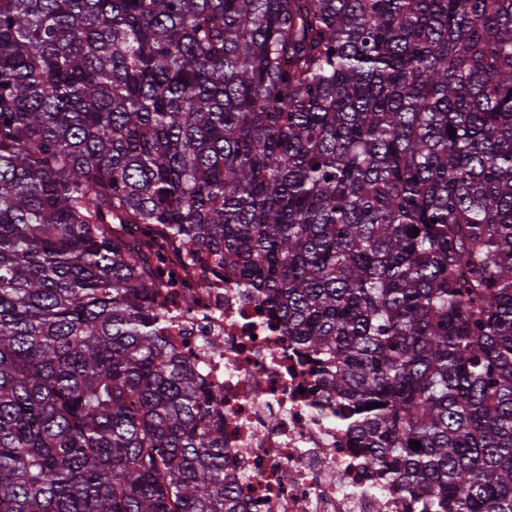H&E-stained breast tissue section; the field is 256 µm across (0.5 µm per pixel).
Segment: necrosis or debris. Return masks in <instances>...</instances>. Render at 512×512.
Returning <instances> with one entry per match:
<instances>
[{
    "instance_id": "obj_1",
    "label": "necrosis or debris",
    "mask_w": 512,
    "mask_h": 512,
    "mask_svg": "<svg viewBox=\"0 0 512 512\" xmlns=\"http://www.w3.org/2000/svg\"><path fill=\"white\" fill-rule=\"evenodd\" d=\"M157 305L166 336L195 367L224 414V466L242 512H410L399 484L377 478L347 432L322 413L329 401L264 309L233 282L202 273L155 227Z\"/></svg>"
}]
</instances>
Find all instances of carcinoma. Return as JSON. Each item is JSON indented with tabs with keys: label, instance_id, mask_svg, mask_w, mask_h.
<instances>
[{
	"label": "carcinoma",
	"instance_id": "cac0c4a2",
	"mask_svg": "<svg viewBox=\"0 0 512 512\" xmlns=\"http://www.w3.org/2000/svg\"><path fill=\"white\" fill-rule=\"evenodd\" d=\"M143 225L424 512H512V0H0V512H240Z\"/></svg>",
	"mask_w": 512,
	"mask_h": 512
}]
</instances>
